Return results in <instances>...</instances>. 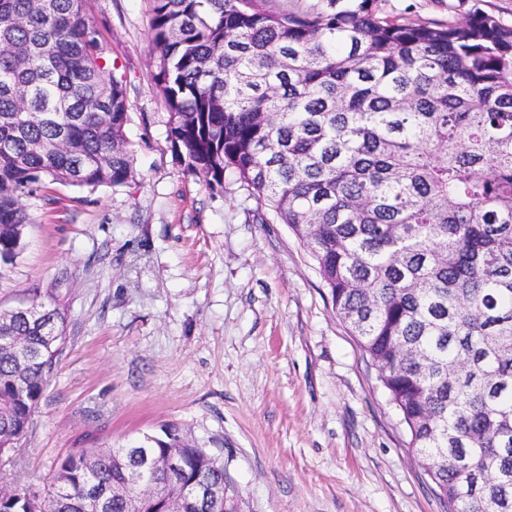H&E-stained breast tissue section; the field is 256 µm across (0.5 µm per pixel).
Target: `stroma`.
Segmentation results:
<instances>
[{
  "instance_id": "stroma-1",
  "label": "stroma",
  "mask_w": 512,
  "mask_h": 512,
  "mask_svg": "<svg viewBox=\"0 0 512 512\" xmlns=\"http://www.w3.org/2000/svg\"><path fill=\"white\" fill-rule=\"evenodd\" d=\"M442 23L512 0H375ZM129 106L136 177L25 198L0 310L56 292L67 344L0 487H50L72 449L179 426L224 463L242 512H444L378 371L307 249L234 174L209 188L168 136L152 0H89Z\"/></svg>"
}]
</instances>
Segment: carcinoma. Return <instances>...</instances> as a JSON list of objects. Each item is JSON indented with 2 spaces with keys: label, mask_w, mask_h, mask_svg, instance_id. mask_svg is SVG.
<instances>
[{
  "label": "carcinoma",
  "mask_w": 512,
  "mask_h": 512,
  "mask_svg": "<svg viewBox=\"0 0 512 512\" xmlns=\"http://www.w3.org/2000/svg\"><path fill=\"white\" fill-rule=\"evenodd\" d=\"M269 2L153 0L171 139L208 186L234 174L309 251L446 512H512V26L480 9L432 25L370 0ZM128 110L86 0H0V279L24 247L22 198L135 178ZM65 324L54 296L0 322V460ZM144 451L180 466L152 470ZM224 475L169 425L73 449L52 491H4L0 512H86L101 495L127 512L144 479L222 490Z\"/></svg>",
  "instance_id": "cac0c4a2"
}]
</instances>
